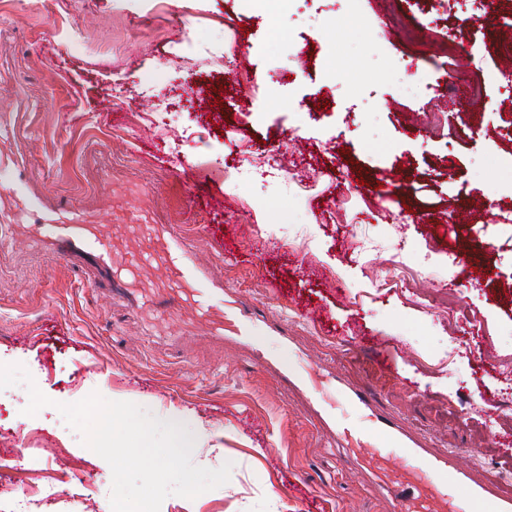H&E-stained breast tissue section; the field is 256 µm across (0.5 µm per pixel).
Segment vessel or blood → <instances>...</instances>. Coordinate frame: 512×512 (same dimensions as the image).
I'll use <instances>...</instances> for the list:
<instances>
[{"instance_id":"1","label":"vessel or blood","mask_w":512,"mask_h":512,"mask_svg":"<svg viewBox=\"0 0 512 512\" xmlns=\"http://www.w3.org/2000/svg\"><path fill=\"white\" fill-rule=\"evenodd\" d=\"M15 160L0 153V197L22 202L23 222L0 211V242L31 235L60 258L80 252L105 272L121 296L154 310L190 314L200 328L245 344L259 313L224 297L204 275L195 252L164 224H91L81 209L45 212L14 173ZM337 434L348 444L346 455L364 470L390 500L393 512H512V494L495 492L476 481L452 452L412 448L380 418L371 426ZM405 461L394 467V457Z\"/></svg>"}]
</instances>
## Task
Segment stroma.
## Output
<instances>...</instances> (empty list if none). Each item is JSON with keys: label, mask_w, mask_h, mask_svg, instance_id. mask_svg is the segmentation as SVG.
<instances>
[{"label": "stroma", "mask_w": 512, "mask_h": 512, "mask_svg": "<svg viewBox=\"0 0 512 512\" xmlns=\"http://www.w3.org/2000/svg\"><path fill=\"white\" fill-rule=\"evenodd\" d=\"M423 7L0 0V152L47 207L169 225L262 315L265 358L336 376L335 394L370 396L411 446L512 493V458L489 442L512 433V87L494 53L512 10L463 39V0H434L435 28ZM161 67L178 92L165 112L145 80ZM414 72L428 91L403 92ZM426 110L448 135L427 132ZM427 250L432 271L372 288L392 256ZM97 279L83 258L0 246V363L51 400L31 417L25 385L0 394V512H104L111 468L57 409L93 392L212 431L191 460L230 465L229 481L160 512H391L302 390L245 346L102 300Z\"/></svg>", "instance_id": "1"}]
</instances>
